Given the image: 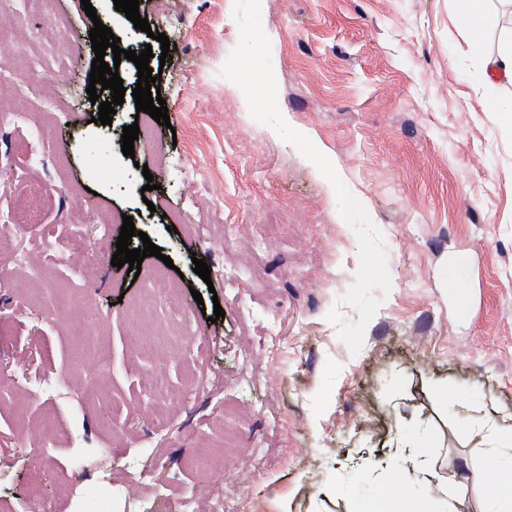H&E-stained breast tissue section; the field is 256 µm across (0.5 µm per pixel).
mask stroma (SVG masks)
Segmentation results:
<instances>
[{"label": "stroma", "instance_id": "35a3bbf8", "mask_svg": "<svg viewBox=\"0 0 512 512\" xmlns=\"http://www.w3.org/2000/svg\"><path fill=\"white\" fill-rule=\"evenodd\" d=\"M91 3L93 19L81 0H49L79 33L59 42L25 0H0V56L19 88L0 104L18 112L0 125V217L18 188L55 191L23 230L41 242L42 273L26 288L0 278V512H212L229 484L243 487L241 512H351L380 496L382 472L399 476L392 489L414 512L445 499L479 512L495 473L476 430L491 419L512 433V128L488 110L512 100V85L489 86L480 61L503 33L500 0H480L478 53L454 0H260L281 112L383 234L391 290L356 354L327 314L358 271L357 235L332 185L221 76L240 39L233 0H140L147 33L113 0ZM97 20L121 49L151 46L161 72L170 124L130 158L124 127L151 118L124 60V103L97 122ZM36 55L41 82L28 76ZM81 202L85 265L61 259L65 216ZM127 215L172 259L187 311L188 343L161 358L130 346L127 312L152 289L111 264ZM197 368L213 389L191 388ZM158 369L181 395L160 421L147 383ZM438 385L454 405H438ZM228 426L241 446L225 447ZM420 446L434 477L407 463ZM192 448L220 469L184 467ZM135 465L144 479L129 502L100 493L104 480L121 491ZM83 490L91 498L77 502Z\"/></svg>", "mask_w": 512, "mask_h": 512}]
</instances>
